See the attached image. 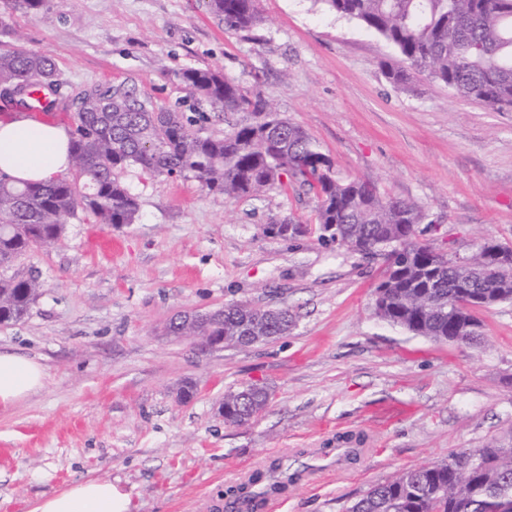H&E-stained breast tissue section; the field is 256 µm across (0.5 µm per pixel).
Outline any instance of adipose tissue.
Segmentation results:
<instances>
[{
	"label": "adipose tissue",
	"mask_w": 512,
	"mask_h": 512,
	"mask_svg": "<svg viewBox=\"0 0 512 512\" xmlns=\"http://www.w3.org/2000/svg\"><path fill=\"white\" fill-rule=\"evenodd\" d=\"M70 133L61 125L22 117L0 122V173L12 179L50 182L72 167ZM42 366L27 357L0 353V404H13L43 386ZM131 498L111 480L73 483L30 503L28 512H130Z\"/></svg>",
	"instance_id": "obj_1"
}]
</instances>
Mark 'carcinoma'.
I'll use <instances>...</instances> for the list:
<instances>
[{"instance_id": "cac0c4a2", "label": "carcinoma", "mask_w": 512, "mask_h": 512, "mask_svg": "<svg viewBox=\"0 0 512 512\" xmlns=\"http://www.w3.org/2000/svg\"><path fill=\"white\" fill-rule=\"evenodd\" d=\"M0 13V89L22 92L17 105L30 110L32 88L58 81L46 54L15 36L10 14H38L48 0H7ZM329 9L358 22L390 44L408 63L387 77L405 85L423 72L452 95L512 112V0H323ZM224 26L248 30L257 17L253 0H208ZM198 98L228 114L249 118L224 135L194 127L178 112L161 111L122 83L93 85L80 93L71 130L69 177L49 184L17 185L0 174V324L22 320L41 295L33 274L10 272L21 257L53 248L72 220L132 224L139 204L120 179L130 166L151 175L179 173L226 197L258 195L292 187L315 202L320 238L343 245L384 268L376 288L374 314L391 327L435 342L475 345L482 325L473 307L512 301V267L496 271L477 246L458 265L447 252L417 240L423 211L415 204L381 195L369 180L340 176L333 159L299 125L276 112L273 103L251 98L211 68L178 75ZM294 323L286 308L248 302L224 305V321L208 332L225 344L252 336L259 343L284 336ZM270 388L249 383L224 393V423L246 424L268 406ZM471 462L463 452L444 463L401 472L372 486L347 512H512V445L477 449ZM300 474L269 466L225 493L224 512H258L268 497L288 490Z\"/></svg>"}]
</instances>
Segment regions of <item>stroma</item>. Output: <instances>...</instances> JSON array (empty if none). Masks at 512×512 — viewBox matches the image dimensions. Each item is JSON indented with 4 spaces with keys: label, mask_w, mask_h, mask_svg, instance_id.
<instances>
[{
    "label": "stroma",
    "mask_w": 512,
    "mask_h": 512,
    "mask_svg": "<svg viewBox=\"0 0 512 512\" xmlns=\"http://www.w3.org/2000/svg\"><path fill=\"white\" fill-rule=\"evenodd\" d=\"M259 23L225 28L206 0H50L14 13L29 49L50 55L61 92L123 81L155 106L230 125L179 81L214 68L272 98L342 176L420 206L419 240L468 255L512 242V112L453 96L426 74L394 85L403 66L386 41L322 0H254ZM135 223L72 222L62 244L31 253L43 291L22 321L0 324V352L39 362L44 386L0 405V512L88 478L128 492L132 512H221L224 491L280 461L308 475L277 512H345L405 469L491 442L512 443V302L478 310L481 344H440L373 313L381 264L317 233L268 234L314 203L272 188L224 199L192 178L122 175ZM247 301L285 307L287 335L201 349L168 333L192 311ZM267 384L268 409L242 427L218 413L224 393ZM364 438L357 458L319 470L337 437Z\"/></svg>",
    "instance_id": "35a3bbf8"
}]
</instances>
